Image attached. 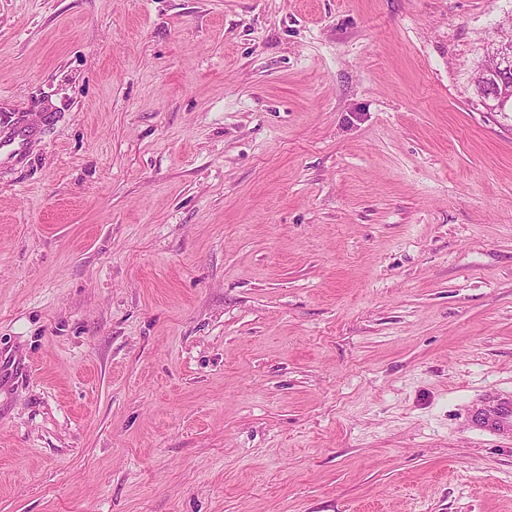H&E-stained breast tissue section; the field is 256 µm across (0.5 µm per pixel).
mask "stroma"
Returning <instances> with one entry per match:
<instances>
[{
	"instance_id": "35a3bbf8",
	"label": "stroma",
	"mask_w": 512,
	"mask_h": 512,
	"mask_svg": "<svg viewBox=\"0 0 512 512\" xmlns=\"http://www.w3.org/2000/svg\"><path fill=\"white\" fill-rule=\"evenodd\" d=\"M512 0H0V512H512ZM503 52L501 47L499 50L495 48L492 56L495 58L496 66L489 71L483 70L480 73V79L483 82H485L489 76H493V78L496 79L497 83L493 86L492 90L495 91L496 96L494 97L497 98V106L499 108H504L508 105L512 107V80L509 79L511 70L510 64L512 63V49L510 50L508 56L503 54ZM507 87H511V89L506 90ZM34 128L31 126H20L12 133H5L0 136V162L16 161L24 151V145L32 136ZM468 423L478 433L512 437V396L489 391L468 412Z\"/></svg>"
}]
</instances>
